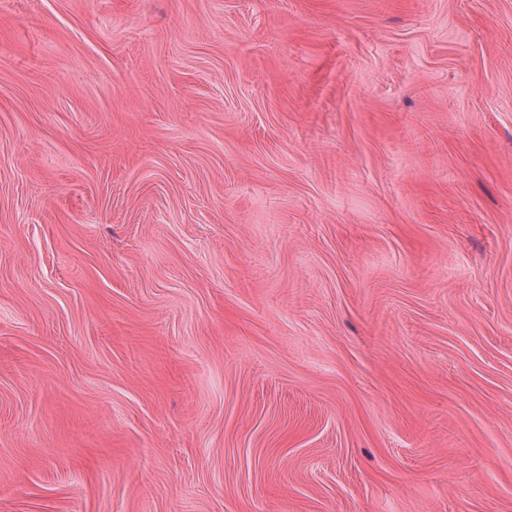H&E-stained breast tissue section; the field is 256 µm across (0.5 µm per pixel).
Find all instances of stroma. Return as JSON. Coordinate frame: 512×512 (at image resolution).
<instances>
[{"label":"stroma","mask_w":512,"mask_h":512,"mask_svg":"<svg viewBox=\"0 0 512 512\" xmlns=\"http://www.w3.org/2000/svg\"><path fill=\"white\" fill-rule=\"evenodd\" d=\"M0 512H512V0H0Z\"/></svg>","instance_id":"35a3bbf8"}]
</instances>
